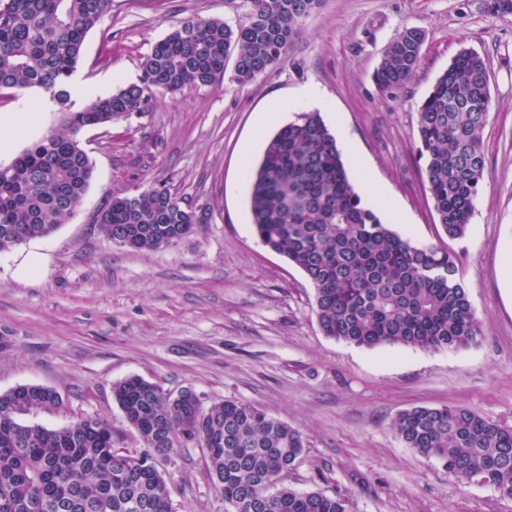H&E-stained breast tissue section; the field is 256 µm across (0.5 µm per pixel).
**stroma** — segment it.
I'll list each match as a JSON object with an SVG mask.
<instances>
[{
	"label": "stroma",
	"instance_id": "35a3bbf8",
	"mask_svg": "<svg viewBox=\"0 0 512 512\" xmlns=\"http://www.w3.org/2000/svg\"><path fill=\"white\" fill-rule=\"evenodd\" d=\"M488 0H325L306 19L285 60L237 82L158 96L149 111L87 129L93 180L65 224L0 252V393L24 385L55 390L60 403L23 415L60 428L107 420L126 448L139 445L112 395L139 377L170 395L193 390L203 404L256 406L300 430L307 442L294 472L300 491L345 492L353 512H512L489 485H461L434 458L408 448L392 428L413 407L462 405L512 426V15ZM248 0H112L86 36L72 82L82 97L136 82L152 46L199 15L245 21ZM420 29L419 65L387 94L374 73L393 38ZM489 71L484 130L488 178L467 236L448 239L437 221L418 152L420 106L461 50ZM308 85L325 95L364 162V173L398 198L411 221L395 230L417 245L456 253L482 327L478 344L427 351L374 349L326 337L304 272L265 248L253 231L242 156L258 163L264 138L295 119ZM35 112L0 165L10 164L59 114L40 89L0 94V117ZM164 185L199 217L172 245L134 251L95 224L116 194ZM44 258L41 273L21 267ZM173 512H226L206 452L158 461Z\"/></svg>",
	"mask_w": 512,
	"mask_h": 512
}]
</instances>
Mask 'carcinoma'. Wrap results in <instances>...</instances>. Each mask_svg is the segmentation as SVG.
Returning a JSON list of instances; mask_svg holds the SVG:
<instances>
[{
    "instance_id": "obj_1",
    "label": "carcinoma",
    "mask_w": 512,
    "mask_h": 512,
    "mask_svg": "<svg viewBox=\"0 0 512 512\" xmlns=\"http://www.w3.org/2000/svg\"><path fill=\"white\" fill-rule=\"evenodd\" d=\"M323 0H251L246 22L192 17L152 48L142 74L81 106L71 81L87 34L112 0H4L0 4V89L37 87L59 105L57 126L0 166V252L47 237L71 217L94 166L81 144L88 128L145 112L159 93L211 86L233 64L246 83L268 72ZM424 35L401 31L376 70L391 93L413 76ZM491 110L489 74L462 50L438 77L418 113V152L439 224L466 236L485 182L483 133ZM254 232L263 246L307 276L323 334L357 347L424 350L475 343L481 327L457 276L456 255L420 246L382 222L351 182L335 136L316 112H303L266 141L250 185ZM96 219L110 239L149 251L198 223L193 206L165 186L114 196ZM113 397L148 461L120 449L101 418L61 428L26 425L20 415L57 404L52 390L21 385L0 394V512H172L166 480L152 463L193 445L206 450L211 478L229 512H351L347 496L300 492L289 484L305 452L302 433L265 411L226 400L203 406L191 390L175 399L138 377ZM393 429L407 447L438 460L457 483L488 475L512 498V428L464 406L414 407Z\"/></svg>"
}]
</instances>
